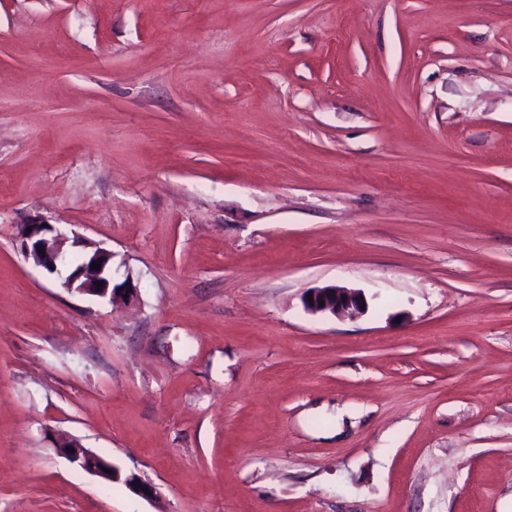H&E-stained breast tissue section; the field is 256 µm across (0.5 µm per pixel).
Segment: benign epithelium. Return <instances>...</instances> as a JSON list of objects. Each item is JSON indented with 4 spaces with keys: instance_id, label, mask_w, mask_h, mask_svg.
Instances as JSON below:
<instances>
[{
    "instance_id": "7a95c632",
    "label": "benign epithelium",
    "mask_w": 512,
    "mask_h": 512,
    "mask_svg": "<svg viewBox=\"0 0 512 512\" xmlns=\"http://www.w3.org/2000/svg\"><path fill=\"white\" fill-rule=\"evenodd\" d=\"M21 249L26 258L44 268L49 274L57 276L60 286L68 291L88 294L100 298L114 300L118 297L130 299L137 292L131 278L118 286H113L110 269L112 252L95 247L79 254L80 262H72L73 252L65 249L68 242L67 233L47 223L34 219L21 226L19 232ZM98 263L95 269L92 263ZM103 283L102 287L95 283ZM313 298H304L303 305L311 314L333 316H355L365 313L368 309L367 300L362 291L346 288L335 284L312 289ZM57 452L66 460L108 482L122 479L129 480L128 487L144 498L155 495L154 488L134 474H122L121 470L110 461L95 453L76 439L67 440L56 447Z\"/></svg>"
}]
</instances>
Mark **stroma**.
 Here are the masks:
<instances>
[{
  "mask_svg": "<svg viewBox=\"0 0 512 512\" xmlns=\"http://www.w3.org/2000/svg\"><path fill=\"white\" fill-rule=\"evenodd\" d=\"M0 512H512V0H0ZM27 228H31V232H27ZM18 235L25 257L49 274L57 276L60 286L68 291L100 298L108 297L112 301L116 298H133L137 292L131 277L126 278L117 288L113 286L110 274L112 252L106 249L95 247L74 255L65 249L69 240L67 233L40 219L23 224ZM40 249H43V253H39ZM75 256L80 257L78 268L72 262ZM93 262H97L100 269L92 268ZM62 269H66L68 273L63 275ZM96 282H103L102 290H98ZM309 292H312L313 303L309 301ZM343 297H346V300H343ZM320 300L324 301V306H320ZM303 305L305 310L311 314L333 316L361 315L368 309L367 300L362 291L335 284L307 291ZM55 448L60 455L65 457L66 460L75 467L81 468L82 470L92 473L108 482H112L114 480L120 481L126 478V482L124 483L126 484L127 480L131 481L130 483H127V486L133 492L144 498H151L156 494L154 488L147 482L141 480L138 475L135 473L122 475L119 468L95 453L93 450L84 448L76 439L64 441ZM70 449H74V452H70ZM105 469L111 470V473L105 472Z\"/></svg>",
  "mask_w": 512,
  "mask_h": 512,
  "instance_id": "35a3bbf8",
  "label": "stroma"
}]
</instances>
